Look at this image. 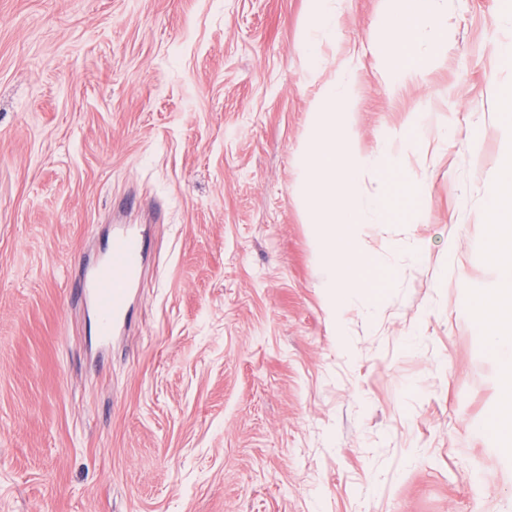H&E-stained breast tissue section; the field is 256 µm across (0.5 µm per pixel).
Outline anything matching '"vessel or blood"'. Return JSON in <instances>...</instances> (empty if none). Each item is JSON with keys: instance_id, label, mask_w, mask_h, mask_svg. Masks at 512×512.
<instances>
[{"instance_id": "obj_1", "label": "vessel or blood", "mask_w": 512, "mask_h": 512, "mask_svg": "<svg viewBox=\"0 0 512 512\" xmlns=\"http://www.w3.org/2000/svg\"><path fill=\"white\" fill-rule=\"evenodd\" d=\"M144 254L145 244L140 237L120 236L118 244L108 248L106 259L91 269L74 290L77 299L93 308L102 342H110L125 319L129 288Z\"/></svg>"}]
</instances>
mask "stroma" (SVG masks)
Wrapping results in <instances>:
<instances>
[{
	"label": "stroma",
	"instance_id": "stroma-1",
	"mask_svg": "<svg viewBox=\"0 0 512 512\" xmlns=\"http://www.w3.org/2000/svg\"><path fill=\"white\" fill-rule=\"evenodd\" d=\"M382 5L337 0L325 75L358 71L363 152L416 120L430 194L335 316L295 202L309 0H0V512H512L471 301L512 0H446L396 95ZM120 224L147 251L104 350L70 290Z\"/></svg>",
	"mask_w": 512,
	"mask_h": 512
}]
</instances>
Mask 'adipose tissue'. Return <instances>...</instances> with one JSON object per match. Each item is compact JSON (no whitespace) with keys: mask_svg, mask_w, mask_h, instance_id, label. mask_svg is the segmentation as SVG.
I'll use <instances>...</instances> for the list:
<instances>
[{"mask_svg":"<svg viewBox=\"0 0 512 512\" xmlns=\"http://www.w3.org/2000/svg\"><path fill=\"white\" fill-rule=\"evenodd\" d=\"M386 9L373 32L379 44V75L391 93L424 80L427 69L410 64L405 51L425 41L433 48L447 46V16L441 0H385ZM312 23L300 35V48L308 62L307 75L319 81L324 74L320 55L336 29V0H311ZM486 222L490 232L486 250L497 269L489 289L475 296L479 332L490 346L512 336V160L500 169L488 196Z\"/></svg>","mask_w":512,"mask_h":512,"instance_id":"adipose-tissue-1","label":"adipose tissue"}]
</instances>
